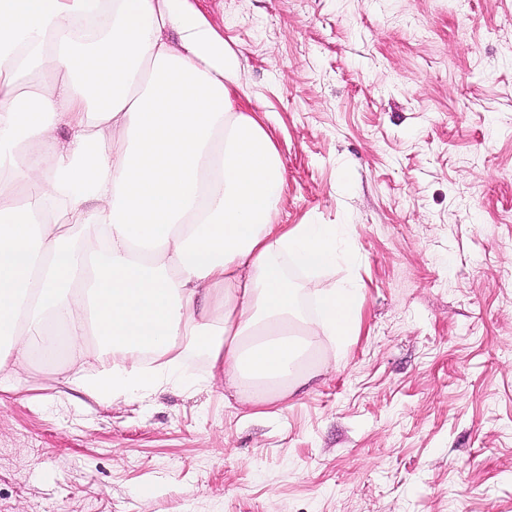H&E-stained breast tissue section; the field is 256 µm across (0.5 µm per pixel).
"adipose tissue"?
<instances>
[{
    "label": "adipose tissue",
    "instance_id": "1",
    "mask_svg": "<svg viewBox=\"0 0 512 512\" xmlns=\"http://www.w3.org/2000/svg\"><path fill=\"white\" fill-rule=\"evenodd\" d=\"M239 70L191 0H0V393L38 358L143 397L199 348L260 417L352 335L354 283L296 282L340 228L275 223L282 163Z\"/></svg>",
    "mask_w": 512,
    "mask_h": 512
}]
</instances>
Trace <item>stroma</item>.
<instances>
[{
	"instance_id": "obj_1",
	"label": "stroma",
	"mask_w": 512,
	"mask_h": 512,
	"mask_svg": "<svg viewBox=\"0 0 512 512\" xmlns=\"http://www.w3.org/2000/svg\"><path fill=\"white\" fill-rule=\"evenodd\" d=\"M284 168L342 224L354 336L244 419L195 377L102 404L41 361L0 395V512H512V0H193Z\"/></svg>"
}]
</instances>
